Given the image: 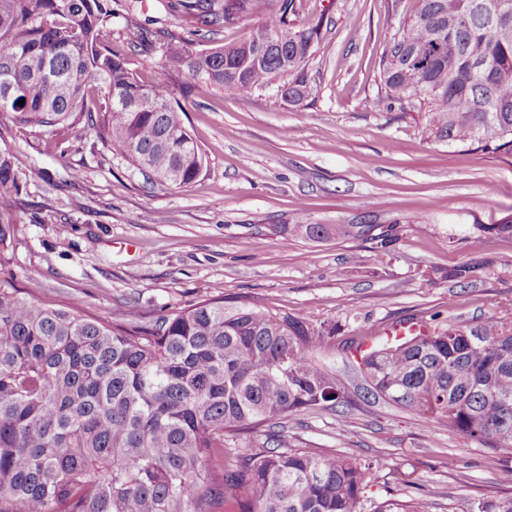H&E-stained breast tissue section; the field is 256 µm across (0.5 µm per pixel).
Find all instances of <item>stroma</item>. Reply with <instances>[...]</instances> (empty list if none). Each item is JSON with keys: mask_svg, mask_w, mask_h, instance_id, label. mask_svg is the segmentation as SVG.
<instances>
[{"mask_svg": "<svg viewBox=\"0 0 512 512\" xmlns=\"http://www.w3.org/2000/svg\"><path fill=\"white\" fill-rule=\"evenodd\" d=\"M235 24L209 30L181 0H141L152 20L207 51L237 41L274 6L255 0ZM417 0H301L297 24L320 31L304 68L302 103L270 85L246 100L209 88L173 96L206 157L184 187L145 184L88 121L48 129L0 113V131L21 172L12 272L25 297L78 302L105 319L141 322L207 298L303 312L335 327L318 353L344 391L337 410L285 418L288 448L333 451L370 466L360 512H476L512 494V454L365 397L342 341L373 339L385 324L418 317L473 327L512 317V237L475 239L476 224H512V154L434 141L424 108L388 100L379 78L386 47ZM121 19L112 44L151 83L163 49L128 51ZM392 226L385 247L366 238L285 239L275 225ZM479 264L467 287L448 269Z\"/></svg>", "mask_w": 512, "mask_h": 512, "instance_id": "obj_1", "label": "stroma"}]
</instances>
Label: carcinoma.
I'll return each instance as SVG.
<instances>
[{
	"instance_id": "carcinoma-1",
	"label": "carcinoma",
	"mask_w": 512,
	"mask_h": 512,
	"mask_svg": "<svg viewBox=\"0 0 512 512\" xmlns=\"http://www.w3.org/2000/svg\"><path fill=\"white\" fill-rule=\"evenodd\" d=\"M276 7L242 39L196 52L166 29L143 27L135 0L124 29L139 45L160 41L167 65L141 83L112 50L109 0H0V112L52 127L86 111L97 136L147 179L183 187L204 159L185 128L173 86L213 87L248 99L305 64L317 34ZM200 24L221 27L250 0H183ZM387 95L426 103L438 142L512 153V0H418L379 67ZM302 80L282 96L300 102ZM25 103H19V100ZM21 183L0 146V270L9 263ZM273 228L320 242H389L378 224ZM325 331L301 312L204 300L149 328L105 321L73 302L21 295L0 278V512H359L369 467L331 451L283 448L269 433L257 451L231 452L225 437L298 412L342 403L336 373L315 352ZM367 392L493 450L512 452V320L450 324L380 348L345 341ZM478 512H512L489 496Z\"/></svg>"
}]
</instances>
